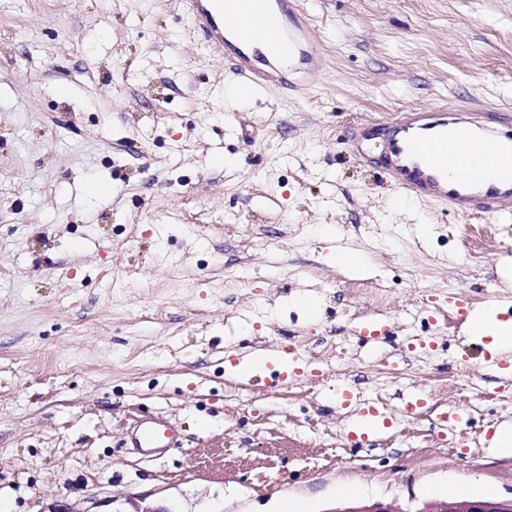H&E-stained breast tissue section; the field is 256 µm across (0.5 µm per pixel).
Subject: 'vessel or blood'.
<instances>
[{"label":"vessel or blood","instance_id":"obj_1","mask_svg":"<svg viewBox=\"0 0 512 512\" xmlns=\"http://www.w3.org/2000/svg\"><path fill=\"white\" fill-rule=\"evenodd\" d=\"M209 45L228 51L246 89L286 84L279 68L307 73L323 63L296 0H182ZM385 176L402 192L471 216L512 211V118L494 112L417 108L387 123ZM179 436L165 420L138 422L135 447L159 450Z\"/></svg>","mask_w":512,"mask_h":512}]
</instances>
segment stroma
<instances>
[{
    "label": "stroma",
    "mask_w": 512,
    "mask_h": 512,
    "mask_svg": "<svg viewBox=\"0 0 512 512\" xmlns=\"http://www.w3.org/2000/svg\"><path fill=\"white\" fill-rule=\"evenodd\" d=\"M302 3L324 69L241 101L180 0H0L7 512L512 495L493 443L512 425V367L465 332L466 309L492 299L512 318L497 272L512 215L396 210L379 147L352 140L408 107L512 112V0ZM93 180L108 192L89 201ZM336 249L370 273L324 263ZM297 293L320 302L316 321L283 308ZM257 350L310 364L228 374ZM356 397L388 422L361 435ZM156 418L183 437L153 459L128 430Z\"/></svg>",
    "instance_id": "obj_1"
}]
</instances>
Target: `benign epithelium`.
Wrapping results in <instances>:
<instances>
[{
    "label": "benign epithelium",
    "mask_w": 512,
    "mask_h": 512,
    "mask_svg": "<svg viewBox=\"0 0 512 512\" xmlns=\"http://www.w3.org/2000/svg\"><path fill=\"white\" fill-rule=\"evenodd\" d=\"M324 512H512L510 498H452L420 502L411 498L407 508L397 509L383 501H341Z\"/></svg>",
    "instance_id": "1"
}]
</instances>
